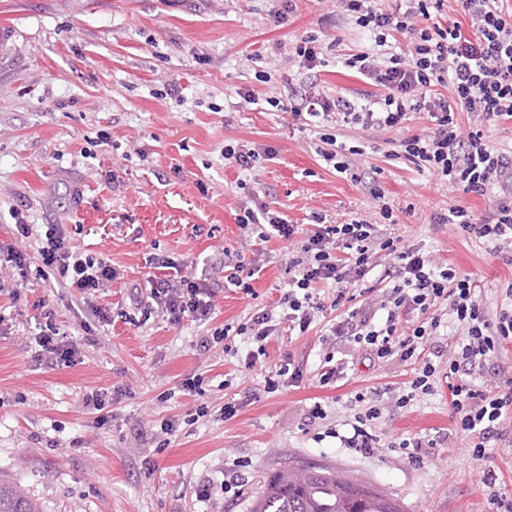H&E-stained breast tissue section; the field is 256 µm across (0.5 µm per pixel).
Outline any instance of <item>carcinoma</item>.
<instances>
[{
  "label": "carcinoma",
  "mask_w": 512,
  "mask_h": 512,
  "mask_svg": "<svg viewBox=\"0 0 512 512\" xmlns=\"http://www.w3.org/2000/svg\"><path fill=\"white\" fill-rule=\"evenodd\" d=\"M0 512H41L24 490L0 481ZM250 512H405L400 502L365 482L307 462L269 475Z\"/></svg>",
  "instance_id": "1"
}]
</instances>
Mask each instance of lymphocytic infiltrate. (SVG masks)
<instances>
[{
	"label": "lymphocytic infiltrate",
	"mask_w": 512,
	"mask_h": 512,
	"mask_svg": "<svg viewBox=\"0 0 512 512\" xmlns=\"http://www.w3.org/2000/svg\"><path fill=\"white\" fill-rule=\"evenodd\" d=\"M461 19L444 14L445 0H335L322 17L327 26L350 21L370 32L374 50L341 54V65L376 87L369 104L339 97L301 95L287 110L291 120H309L315 133L314 151L337 173L360 183L365 178L358 162L363 147L345 146L331 133L332 123L356 125L385 135L400 130L414 114L426 113L430 131L403 137L392 151L436 180L466 193L491 195L495 204L481 216L461 207L450 208L438 221L475 234L493 254L512 263V150L495 146L488 129L512 122V0H457ZM471 120L462 130L459 114ZM371 198L379 205V220L354 219L330 224L315 216L310 228L299 229L266 205L243 207L237 222L245 235L240 251L225 253L230 269L226 286L251 292V276L260 264L255 240L278 238L288 245V290L278 307H262L236 335L245 337L243 359L254 368L266 357V345L281 332L305 335L325 307L343 312L322 344L328 345L320 374L324 385L336 383L345 367L336 362L335 348L345 346L371 362L397 361L412 365L407 388L383 395L377 390L353 396L357 411L344 447L364 454L381 452L375 427L384 415L406 409L419 397L433 394L440 372L450 379L452 439L469 443L473 459L485 457L489 442L511 433L512 365L498 359L512 344V304L496 312L487 309L480 281L458 275L421 252L416 245L397 246L381 223L392 220L393 209L377 187ZM265 223L258 238L249 226ZM39 267L27 253L0 247V291L13 288L29 270L53 276L58 287L77 289V304L91 305L96 293L120 277L111 264L64 245L57 225H47L37 250ZM157 275L145 284L147 302L142 317L158 314L174 326L184 321L207 323L216 310V290L205 278L176 272L166 256L152 259ZM384 283L381 296L355 304L356 292L369 275ZM332 287L331 299L322 288ZM452 317L458 330L436 357L425 356L429 341L438 336L443 317ZM56 312L41 306L37 316L38 361L49 366L72 364L78 347L55 322Z\"/></svg>",
	"instance_id": "lymphocytic-infiltrate-1"
}]
</instances>
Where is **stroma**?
Returning <instances> with one entry per match:
<instances>
[{"label":"stroma","instance_id":"obj_1","mask_svg":"<svg viewBox=\"0 0 512 512\" xmlns=\"http://www.w3.org/2000/svg\"><path fill=\"white\" fill-rule=\"evenodd\" d=\"M286 25L276 0H0V28L14 41L0 62V242L35 254V232L58 225L66 247L112 264L120 280L93 301L109 319L67 306L71 290L29 274L16 294H0V311L15 323L0 335V480L20 485L42 512H250L265 476L293 461L321 464L376 486L406 512H489L484 473L494 470L512 492V443L485 459L464 446L426 448L419 461L400 449L362 455L342 447L358 390L391 392L408 381L392 361L354 360L345 379L319 382L324 350L319 331L276 336L264 366L245 369L223 343L198 348L201 337L246 322L287 290L285 243L258 242L264 267L252 294L224 285V254L238 250L236 218L248 200L245 175L225 163L224 145L272 147L264 161L260 201L292 224L320 214L330 222L369 219L364 186L344 179L315 154L309 131L289 124L269 97L298 102L310 84L331 97L366 102L375 90L337 62L371 45L354 23L321 28L332 0H295ZM318 36L320 65L291 67L259 81L275 43ZM177 95H170V88ZM341 141L364 145L362 162L394 210L392 237L417 245L457 272L481 281L489 309L512 302V265L482 239L435 223L461 206L488 210L491 199L440 183L413 164L388 158L391 146L359 127H341ZM166 256L217 288L216 317L170 325L152 316L127 323L133 286ZM57 311L79 354L74 365H38L39 304ZM291 352L303 366L296 386L269 394L263 377ZM202 379L200 392L181 386ZM112 394L104 423L84 405L95 391ZM250 396L232 420L218 410ZM327 417L310 421L314 402ZM209 415L195 418L199 406ZM175 421L168 448L155 429ZM451 426L448 381L407 410L384 417L382 441L444 437ZM336 429L329 437L327 429ZM243 472L237 495L224 482Z\"/></svg>","mask_w":512,"mask_h":512}]
</instances>
